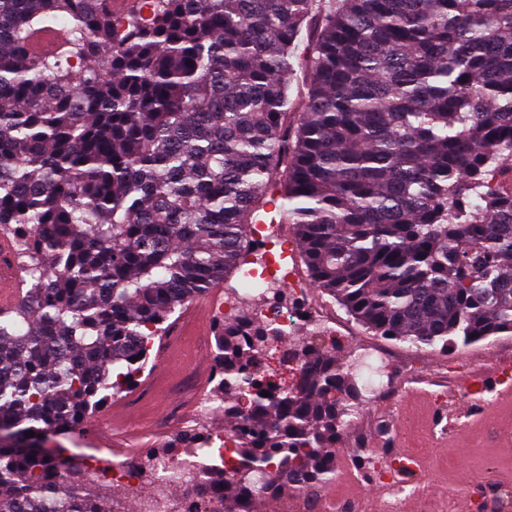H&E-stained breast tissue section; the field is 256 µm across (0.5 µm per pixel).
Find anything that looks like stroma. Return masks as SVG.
<instances>
[{"mask_svg": "<svg viewBox=\"0 0 512 512\" xmlns=\"http://www.w3.org/2000/svg\"><path fill=\"white\" fill-rule=\"evenodd\" d=\"M307 302L327 320L348 330L343 355L378 346L393 358L391 388L365 399L357 420L343 435L345 446L361 443L376 455L389 446L402 450L403 439L389 440L382 434V426L399 427L406 412L422 410L432 397L440 399L441 421L435 437L425 440L421 465L405 478L413 493L401 502L400 512H476L491 486L512 485V443L503 437L504 431H512V418L506 412L495 414L488 409L477 417L468 414L481 386L505 394L501 372L505 364H512V335L494 336L459 352H444L375 335L317 287H310ZM194 345L196 362L187 364L184 373L160 382L153 379L159 355L151 353L137 385L97 412L85 438L71 444V451L95 454L104 469H111L113 457L101 434L113 410L119 411L129 427V443L134 448L162 447L183 430L186 420L197 413L198 399L210 396L216 385L214 377L202 375L203 369L214 366L213 332L195 337ZM339 487L360 512H379L380 504L390 498L369 479L367 470L349 458L341 459L334 482L321 492L328 495Z\"/></svg>", "mask_w": 512, "mask_h": 512, "instance_id": "35a3bbf8", "label": "stroma"}]
</instances>
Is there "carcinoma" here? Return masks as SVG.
<instances>
[{
    "instance_id": "obj_1",
    "label": "carcinoma",
    "mask_w": 512,
    "mask_h": 512,
    "mask_svg": "<svg viewBox=\"0 0 512 512\" xmlns=\"http://www.w3.org/2000/svg\"><path fill=\"white\" fill-rule=\"evenodd\" d=\"M290 224L366 329L444 351L512 335V0H0V235L27 290L0 312V512H114L83 436L163 324ZM235 440L212 512L336 476L363 401L319 332L215 322ZM269 396H262V392ZM34 436L26 437L27 432ZM208 438L180 431L151 460Z\"/></svg>"
}]
</instances>
